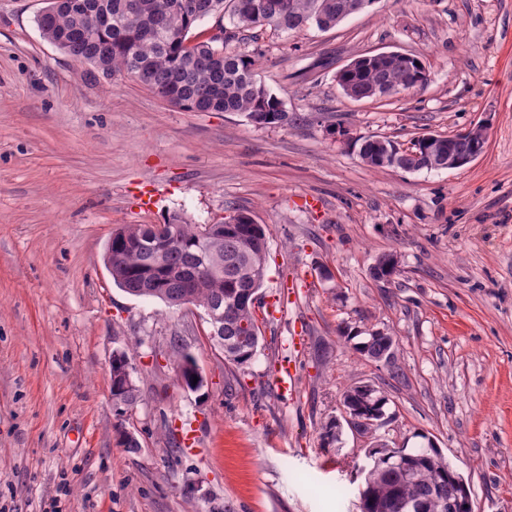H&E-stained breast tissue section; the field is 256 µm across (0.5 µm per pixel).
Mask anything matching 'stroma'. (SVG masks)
Returning a JSON list of instances; mask_svg holds the SVG:
<instances>
[{"instance_id":"stroma-1","label":"stroma","mask_w":512,"mask_h":512,"mask_svg":"<svg viewBox=\"0 0 512 512\" xmlns=\"http://www.w3.org/2000/svg\"><path fill=\"white\" fill-rule=\"evenodd\" d=\"M46 5L0 0V512H361L366 439L321 435L363 383L390 399V447L432 439L475 512H512V0H374L327 30L237 33L225 49L251 56L296 117L277 127L94 78L42 38ZM382 51L417 56L426 85L346 97L337 72ZM479 122L486 149L457 169L373 168L351 142ZM238 211L266 230L260 306L281 308L243 368L202 309L131 296L103 261L122 225ZM388 252L397 274L373 280ZM344 328L394 336L399 379ZM175 337L202 390L181 384ZM118 349L140 391L122 421ZM284 359L291 401L271 378Z\"/></svg>"}]
</instances>
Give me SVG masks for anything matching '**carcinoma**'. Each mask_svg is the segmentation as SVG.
I'll list each match as a JSON object with an SVG mask.
<instances>
[{
  "label": "carcinoma",
  "mask_w": 512,
  "mask_h": 512,
  "mask_svg": "<svg viewBox=\"0 0 512 512\" xmlns=\"http://www.w3.org/2000/svg\"><path fill=\"white\" fill-rule=\"evenodd\" d=\"M70 0H48L37 18L42 36L74 61L89 67L93 75L111 79L134 74L137 79L171 105L189 112H241L262 126H283L296 117L259 77L250 56L224 51L218 41L194 42L191 32L204 20L193 11L165 18L158 0H84L83 11L69 8ZM356 0H212L207 16L228 15L233 27L247 31L270 26L281 32H295L314 24L320 29L335 27L348 13L344 7ZM112 16V27H97L98 12ZM428 75L417 58L364 62L353 60V68L341 69L337 83L348 97L375 98L386 90H408L425 85ZM353 145L358 156L371 167L399 166L419 171L434 162L432 144L424 143L402 151L393 141L357 137ZM477 142L453 135L449 148L457 156H469ZM249 214L238 212L220 224H190L174 214L167 226L174 233L172 245L162 259L147 247L150 224H126L108 242L104 261L113 282L126 293L158 299L170 308L193 295L202 301L224 305V335L213 341L224 353V361L236 367L249 364L261 341L256 313L230 304L229 295L261 288L266 270L267 238L261 224H249ZM398 257L384 253L370 268L373 279H391L398 271ZM179 378L192 391L204 387V377L194 357L181 349ZM355 349L371 360L385 355L395 368L396 342L386 332L372 331L355 343ZM129 357L124 351L112 353L111 392L117 416L125 417L139 402L134 379L124 377ZM389 398L381 389L369 393L362 386H350L341 394V405L354 416L369 421L363 434L377 431L370 421L387 413ZM393 449L383 444L367 449L368 465L360 472L359 489L366 512H401L404 500L448 494V477L456 473L433 444L404 450L405 466L385 471L373 469L375 460H386Z\"/></svg>",
  "instance_id": "carcinoma-1"
}]
</instances>
